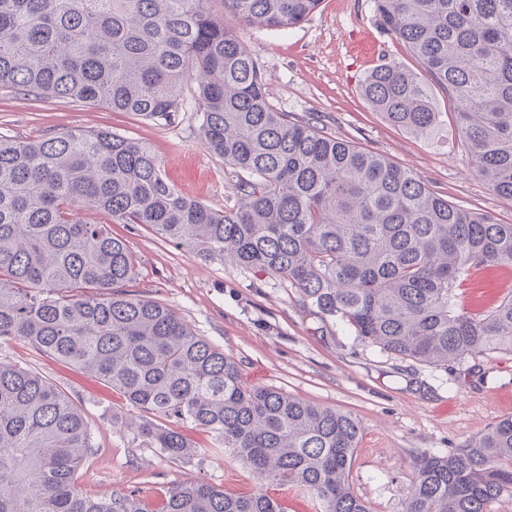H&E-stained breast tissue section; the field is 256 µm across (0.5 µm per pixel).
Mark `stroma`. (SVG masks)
I'll return each instance as SVG.
<instances>
[{"label":"stroma","mask_w":512,"mask_h":512,"mask_svg":"<svg viewBox=\"0 0 512 512\" xmlns=\"http://www.w3.org/2000/svg\"><path fill=\"white\" fill-rule=\"evenodd\" d=\"M232 29L257 60L279 111L414 170L462 208L512 222V199L497 195L476 175L460 143L453 106L439 88L431 93L442 123L427 138L386 121L363 97L360 85L378 64L399 63L423 82L431 80L407 48L379 26L374 0H322L305 21L282 31L237 23ZM367 34L378 44L373 61L353 48L354 40ZM200 123L190 92L181 112L168 121L68 99L0 93V133L39 140L63 129H112L150 143L166 179L181 194L227 211L237 202L234 185L242 173L203 148ZM109 229L138 257L133 291L166 304L198 335L232 355L246 385L278 389L358 418L363 433L352 486L373 512H404V490L417 455L461 447L512 416V356L493 353L449 366L403 359L361 343L342 322L303 307L286 282L201 258L137 224L113 223ZM511 292L512 269L485 266L460 289L459 303L483 312ZM0 360L29 364L82 404L97 446L79 472L88 494L132 491L155 502L168 487L190 481L230 493L251 488L239 464L215 453L210 434L181 425L193 450L190 458L170 462L136 434L113 431V415L124 414L126 406L100 380L20 341H1Z\"/></svg>","instance_id":"stroma-1"}]
</instances>
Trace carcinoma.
Segmentation results:
<instances>
[{
	"label": "carcinoma",
	"mask_w": 512,
	"mask_h": 512,
	"mask_svg": "<svg viewBox=\"0 0 512 512\" xmlns=\"http://www.w3.org/2000/svg\"><path fill=\"white\" fill-rule=\"evenodd\" d=\"M209 0H0V89L104 104L167 120L197 86L201 144L247 173L241 204L214 211L180 194L144 142L63 130L36 142L0 134V340L72 364L138 414L112 419L175 462L192 445L167 422L214 437L256 484L231 494L173 485L160 508L89 495L77 473L94 429L64 389L0 361V512H283L270 486L318 512H372L350 488L362 432L349 412L246 386L236 360L168 306L130 293L137 258L86 211L139 224L207 259L295 288L299 302L357 338L424 364L512 355V294L485 314L456 290L486 264L512 268V222L456 206L413 171L292 121L257 61ZM320 0H224V15L292 28ZM380 24L455 105L475 173L512 199V0H375ZM362 94L416 136L441 123L428 88L398 64ZM405 512H490L512 491V417L446 454L414 459Z\"/></svg>",
	"instance_id": "obj_1"
}]
</instances>
